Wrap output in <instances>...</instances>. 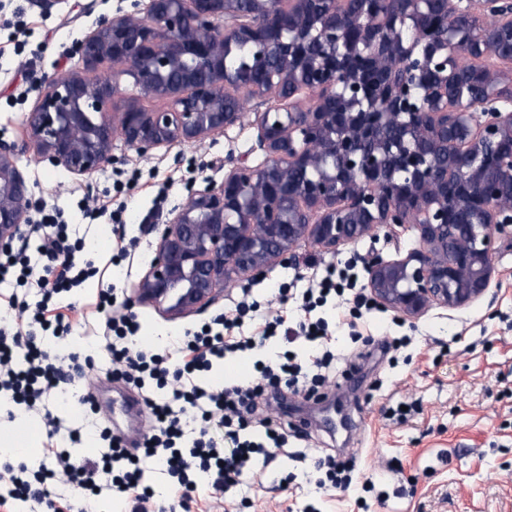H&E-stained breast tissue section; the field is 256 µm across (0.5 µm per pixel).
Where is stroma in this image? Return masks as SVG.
Instances as JSON below:
<instances>
[{"label": "stroma", "mask_w": 512, "mask_h": 512, "mask_svg": "<svg viewBox=\"0 0 512 512\" xmlns=\"http://www.w3.org/2000/svg\"><path fill=\"white\" fill-rule=\"evenodd\" d=\"M146 0H59L42 10L36 0H0V142L18 146V166L31 187V204L62 213L72 238L81 240V259L94 274L74 292L64 294L58 310L71 324L69 336L49 339L55 350L75 349L92 356L94 367L75 385L45 399L62 420V429L47 437L39 417L0 401V432H34L31 464L53 466L55 454L91 458L98 450L88 437L74 440L70 430L90 419L112 433L127 431L125 397L130 385L112 379V360L101 343L105 316L101 294L113 289L118 302L141 324L143 343L159 353L172 352L186 331L212 321L232 308L241 289L270 314L295 325L303 313L280 304L279 289L295 276L339 266L354 256L393 260L419 248L409 225L379 228L371 236L337 253L304 243L294 259L270 267L255 279L234 280L224 297L199 315L170 320L153 307L134 303V290L155 255L157 225L182 206L192 190L222 182L230 162L258 166L265 155L257 144V102L245 100V119L224 134L201 143L139 154L122 139L112 143L113 162L87 178H78L39 156L26 124L38 85L57 73L82 69L73 47L103 19L133 12ZM123 212L115 226L108 217L82 218V200ZM495 273L486 294L456 309L432 307L409 319L395 311L373 312L352 321L346 311L322 309L336 352L347 362L336 375L342 426H321L319 396L286 394L288 419L310 417L309 460L278 456L256 459L227 495L216 494L199 478L191 512H302L315 503L319 512H512V240L496 243ZM408 336L412 342L396 357L374 346L352 343L353 334ZM89 397L82 412L76 396ZM406 401L417 405L407 422L389 418V407ZM355 453L356 469L371 478L372 492L360 484L340 492L317 484L312 460L325 454Z\"/></svg>", "instance_id": "35a3bbf8"}]
</instances>
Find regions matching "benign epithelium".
I'll return each instance as SVG.
<instances>
[{"instance_id":"obj_1","label":"benign epithelium","mask_w":512,"mask_h":512,"mask_svg":"<svg viewBox=\"0 0 512 512\" xmlns=\"http://www.w3.org/2000/svg\"><path fill=\"white\" fill-rule=\"evenodd\" d=\"M233 44L271 67L232 81ZM75 53L112 75L56 74L27 118L41 157L75 177L112 163L117 137L145 155L223 133L245 117L243 86L276 101L256 113L264 163L236 162L168 213L138 303L195 315L303 242L335 253L381 224L415 225L421 248L369 260L379 305L417 318L485 295L496 235L512 226V0H148ZM129 70L137 92L114 112ZM477 76L481 93L464 95ZM30 194L0 142L1 248L23 237Z\"/></svg>"}]
</instances>
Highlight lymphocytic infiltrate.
Segmentation results:
<instances>
[{
    "mask_svg": "<svg viewBox=\"0 0 512 512\" xmlns=\"http://www.w3.org/2000/svg\"><path fill=\"white\" fill-rule=\"evenodd\" d=\"M38 223L43 235L35 250L0 251V283L32 282L40 291L33 305L12 299L15 320L0 323V394L32 409L75 380L78 353L50 350L45 339L68 334L69 323L54 311L56 299L91 274L74 262L60 261L57 250L68 239V226L60 214H41ZM357 278L351 264L309 277L300 291L306 317L293 328L282 316L264 318L256 302L241 298L231 315L186 333L174 364L168 356L139 345L140 323L134 315L114 309L112 295L103 294L99 308L106 315L103 339L112 356V376L133 385L152 421L150 430L140 436V451L131 452L127 436L101 429L97 442L102 451L97 457L76 462L61 452L51 468L25 463L1 466L0 505L23 500L51 508L61 502L66 512H89L87 495L99 490L124 500L128 512H145L154 497L152 487L143 482L149 463L161 465L179 489L182 512H187L198 474L208 475L220 493L237 486L257 456H272L287 445L288 428L273 405L281 389L313 392L333 379L337 358L332 338L324 320L312 319V312L328 300L342 301L349 295L354 298L353 318L375 309V301L357 291ZM279 334L289 343L299 339L312 343L320 353L308 363L290 350L266 362L256 361L257 377L246 384L218 387L200 382V373L209 370L213 361L254 350ZM212 425L223 428L231 447L196 437V430Z\"/></svg>",
    "mask_w": 512,
    "mask_h": 512,
    "instance_id": "obj_1",
    "label": "lymphocytic infiltrate"
}]
</instances>
